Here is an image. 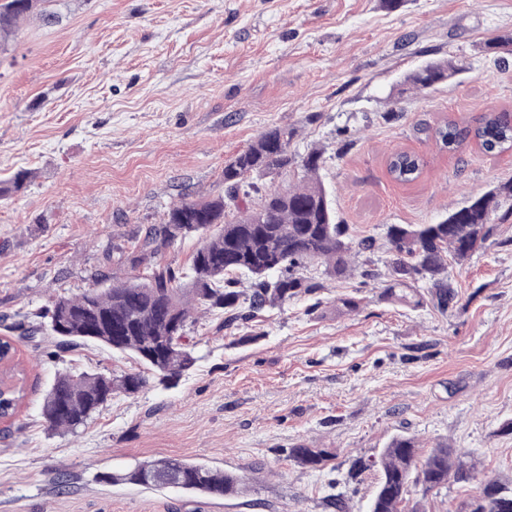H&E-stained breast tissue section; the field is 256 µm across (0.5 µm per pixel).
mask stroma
<instances>
[{
	"mask_svg": "<svg viewBox=\"0 0 512 512\" xmlns=\"http://www.w3.org/2000/svg\"><path fill=\"white\" fill-rule=\"evenodd\" d=\"M512 35V0H49L0 47V180L29 174L0 200V337L13 343L26 395L0 423V512H367L379 473L343 477L392 436L468 452L480 478L512 482V215L494 241L450 264L447 312L382 297L377 278L328 281L321 304L289 302L253 322L243 343L210 319L192 337L198 366L178 387L115 396L85 427L59 434L41 417L61 366L137 370L103 348L55 360L25 315L94 285L146 274L113 256L139 249L170 203L224 193V164L261 132L295 130L290 149L316 148L336 221L356 237L390 224H433L468 198L512 180V151L434 138L452 119L475 126L512 112V55L486 42ZM429 60L457 74L427 90L402 81ZM420 157L413 182L394 180L391 153ZM356 297L357 312L337 298ZM326 451L311 471L288 457ZM171 457L248 477L244 495L106 485L101 473ZM67 472L66 490L57 487ZM476 482L411 500L458 512Z\"/></svg>",
	"mask_w": 512,
	"mask_h": 512,
	"instance_id": "35a3bbf8",
	"label": "stroma"
}]
</instances>
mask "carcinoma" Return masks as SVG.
Returning <instances> with one entry per match:
<instances>
[{"instance_id": "cac0c4a2", "label": "carcinoma", "mask_w": 512, "mask_h": 512, "mask_svg": "<svg viewBox=\"0 0 512 512\" xmlns=\"http://www.w3.org/2000/svg\"><path fill=\"white\" fill-rule=\"evenodd\" d=\"M40 0H0V45L18 35L23 21L33 16ZM453 67L429 62L407 77L411 87L425 90L447 80ZM295 131L279 127L258 135L245 150L224 164L225 195L211 200L183 198L172 204L160 223L149 228L141 251L127 261L144 264L162 246L196 235L201 239L189 267L174 269L159 262L140 280L115 283L100 275L99 287L76 295H58L34 314L25 329L29 335L45 333L54 340L49 356L75 346H98L135 359L146 372L107 375L98 372L56 374L46 390L41 415L54 432H75L117 394L134 396L149 380L165 388L178 386L194 368L197 357L189 343V326L210 313L224 318V326L239 327L261 312L326 289L316 277L299 269L314 264L328 278L354 275L352 250H375L371 236L354 239L349 228L336 223L331 196L319 177L323 154L308 151L301 159L289 152ZM439 143L457 150L476 141L482 150L500 154L512 149V114L487 112L474 127L450 120L435 130ZM300 167L302 180L287 187L261 188L258 181L274 172ZM422 161L407 152L391 154L388 171L399 182L415 181ZM259 203L249 207L252 195ZM505 202L512 203V180L470 198L435 224H389L385 241L393 259L383 295L400 306L416 309L429 300L445 309L455 297L448 280V260H467L494 235V218ZM250 286L238 288V276ZM421 443L397 435L374 458L354 459L345 480L373 468L380 480L367 512H404L411 489L422 496L452 478H475L476 465L446 445L432 448L420 458ZM288 457L298 465L318 469L325 451L297 444ZM105 484L129 483L148 489L180 488L222 498L244 493L246 477L206 464L178 458L140 463L123 472H104ZM462 512H512V486L496 481L479 491Z\"/></svg>"}]
</instances>
